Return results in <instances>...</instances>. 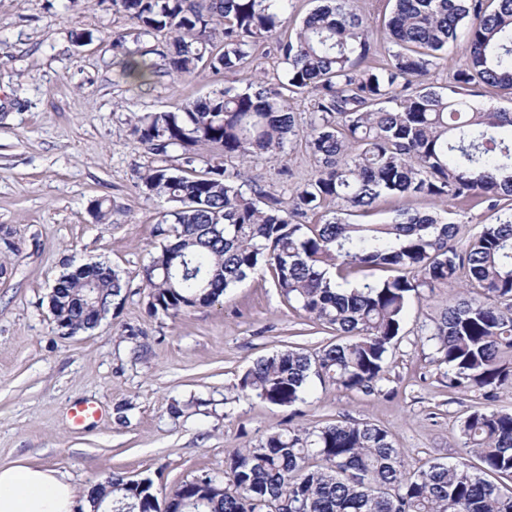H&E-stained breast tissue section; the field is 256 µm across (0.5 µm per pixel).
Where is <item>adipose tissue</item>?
<instances>
[{"label":"adipose tissue","mask_w":512,"mask_h":512,"mask_svg":"<svg viewBox=\"0 0 512 512\" xmlns=\"http://www.w3.org/2000/svg\"><path fill=\"white\" fill-rule=\"evenodd\" d=\"M89 512V499L78 498L63 475L49 469L0 465V512Z\"/></svg>","instance_id":"obj_1"}]
</instances>
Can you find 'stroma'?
Returning <instances> with one entry per match:
<instances>
[{"label": "stroma", "mask_w": 512, "mask_h": 512, "mask_svg": "<svg viewBox=\"0 0 512 512\" xmlns=\"http://www.w3.org/2000/svg\"><path fill=\"white\" fill-rule=\"evenodd\" d=\"M135 25L111 0H0V463L47 468L87 492L110 475L149 477L168 494L183 482L220 475L230 453L259 445L289 425L308 428L365 420L386 429L410 467L453 463L465 450L461 421L474 395L450 390L424 332L462 284L412 296L389 371L370 393L311 377L294 406L238 397L243 374L289 347L309 355L333 340L275 288L249 275L215 303L175 316L152 314L143 270L170 205L143 193L141 176L160 159L131 133L134 115L178 112L187 101L283 66L257 54L234 74L200 70L142 85L120 74ZM87 34L84 42L76 34ZM196 169L219 164L268 191L287 195L310 178L302 148L252 163L201 144ZM111 221L96 223L93 201ZM458 212L460 235L493 221L487 203L388 197L366 216L381 223L397 209ZM104 261L123 281L124 299L93 329L60 335L48 294L69 266ZM95 403L97 418L73 425L70 410Z\"/></svg>", "instance_id": "1"}]
</instances>
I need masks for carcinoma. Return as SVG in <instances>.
<instances>
[{
	"label": "carcinoma",
	"instance_id": "obj_1",
	"mask_svg": "<svg viewBox=\"0 0 512 512\" xmlns=\"http://www.w3.org/2000/svg\"><path fill=\"white\" fill-rule=\"evenodd\" d=\"M139 34H171L166 49L128 54L124 76H159L160 54L178 76L209 69L235 73L257 47L275 40L286 65L275 83L228 85L180 112L135 117L132 134L165 159L199 143L243 161L281 154L298 142L315 173L288 201L219 165L175 173L154 166L140 188L173 203L157 227L163 242L144 269L149 310L176 315L210 305L260 268L280 293L337 340L316 358L295 348L258 360L240 392L278 406L302 400L311 374L372 392L384 379L413 293L462 279L479 289L448 304L428 340L448 366V388L481 399L460 423L466 456L412 469L389 434L367 421L273 432L235 451L224 477L206 475L175 492L196 512H512V413L492 408L512 387V111L483 109L474 88L512 96V0H394L386 24L395 49L378 64L374 28L359 0H324L287 37L291 0H112ZM461 54L442 86L433 77L448 46ZM314 97L305 129L291 100ZM384 196L448 201L488 199L499 212L459 248V223L405 208L386 224H355ZM326 204L320 224L295 218ZM400 271L364 280L360 272ZM49 297L61 335L94 327L121 296L105 263L60 276ZM480 462L475 466L469 460ZM112 512H161L151 479L132 485L112 475L93 486Z\"/></svg>",
	"mask_w": 512,
	"mask_h": 512
}]
</instances>
